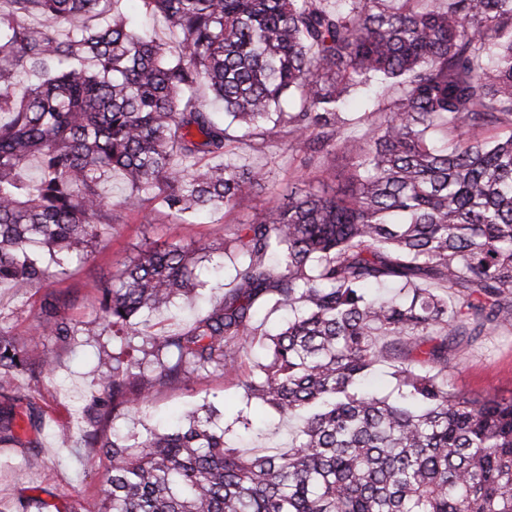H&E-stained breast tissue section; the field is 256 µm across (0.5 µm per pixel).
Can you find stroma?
Instances as JSON below:
<instances>
[{
  "instance_id": "35a3bbf8",
  "label": "stroma",
  "mask_w": 512,
  "mask_h": 512,
  "mask_svg": "<svg viewBox=\"0 0 512 512\" xmlns=\"http://www.w3.org/2000/svg\"><path fill=\"white\" fill-rule=\"evenodd\" d=\"M268 148L280 153L268 185L255 189L252 196L232 212L216 211L198 224L174 223L162 208L134 210L124 206L129 189L122 176L113 175L104 187L112 205L114 223L110 233L93 249L84 264L73 266L63 281H53L16 297L11 288L0 286V325L26 335L38 322L40 305L46 294L59 297L63 316L81 321L91 312L93 291L88 284L111 282L137 254L143 241L213 246L212 260L223 265L225 281L235 277V264L217 245L236 225L250 223L256 213L281 203L293 186V168L299 167L301 151L272 140ZM118 339L104 335L92 340L78 339L71 353L62 355L56 370L46 377L35 396L43 412L33 448L0 449V504L9 505L19 497L38 496L58 508L81 497L99 495L109 463L105 456L87 448H60L55 442L59 429L81 437L87 423L80 403L96 388L102 374L112 367V350ZM458 368L450 372L449 383L467 397L512 399V316L506 317L489 335L461 343L454 351ZM212 403L224 412V424L232 441L241 447L249 442L236 421L242 396L236 377L214 374L190 386L171 384L158 387L147 415L128 413L125 424L137 430L142 424L174 420L182 409Z\"/></svg>"
}]
</instances>
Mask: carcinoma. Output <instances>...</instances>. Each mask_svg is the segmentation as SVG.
<instances>
[{
  "instance_id": "cac0c4a2",
  "label": "carcinoma",
  "mask_w": 512,
  "mask_h": 512,
  "mask_svg": "<svg viewBox=\"0 0 512 512\" xmlns=\"http://www.w3.org/2000/svg\"><path fill=\"white\" fill-rule=\"evenodd\" d=\"M121 2L0 0V285L25 295L82 264L112 224L101 186L114 173L127 206L159 199L194 224L276 167L271 154L207 163L239 143L285 140L315 167L224 236L241 269L190 325L150 324L218 285L196 271L199 250L169 244L87 284L93 319L45 297L36 330L56 347L37 359L33 337L0 326V445L22 444L18 378L38 392L58 350L110 331L126 343L84 407L82 442L111 470L72 512H512V399L448 384L455 348L512 315V0H142L173 58ZM376 80L373 109L346 117L345 96ZM339 157L343 188L316 190ZM269 301L293 314L276 334L256 320ZM256 342L265 361L246 370ZM383 363L394 387L378 396L364 380ZM214 373L295 420L288 447H235L211 403L116 432L154 387Z\"/></svg>"
}]
</instances>
